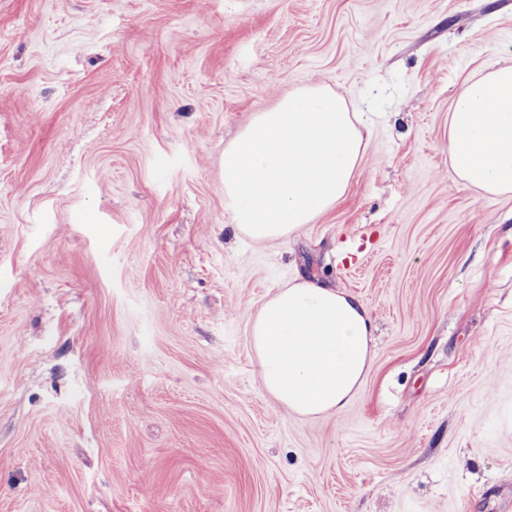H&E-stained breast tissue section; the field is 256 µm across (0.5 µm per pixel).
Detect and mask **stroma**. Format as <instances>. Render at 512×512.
<instances>
[{"instance_id": "35a3bbf8", "label": "stroma", "mask_w": 512, "mask_h": 512, "mask_svg": "<svg viewBox=\"0 0 512 512\" xmlns=\"http://www.w3.org/2000/svg\"><path fill=\"white\" fill-rule=\"evenodd\" d=\"M512 0H0V512H512V195L448 156ZM318 84L362 113L346 199L237 236L224 147ZM374 360L315 420L248 339L298 277Z\"/></svg>"}]
</instances>
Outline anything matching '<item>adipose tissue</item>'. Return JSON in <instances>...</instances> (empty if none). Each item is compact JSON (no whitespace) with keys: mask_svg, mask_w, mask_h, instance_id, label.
I'll return each mask as SVG.
<instances>
[{"mask_svg":"<svg viewBox=\"0 0 512 512\" xmlns=\"http://www.w3.org/2000/svg\"><path fill=\"white\" fill-rule=\"evenodd\" d=\"M364 137L344 100L320 86L290 92L224 148V199L234 231L285 242L347 196ZM448 155L459 180L512 194V64L463 86L448 114ZM374 319L351 292L304 277L279 288L249 326L265 391L316 419L343 411L373 360Z\"/></svg>","mask_w":512,"mask_h":512,"instance_id":"obj_1","label":"adipose tissue"}]
</instances>
